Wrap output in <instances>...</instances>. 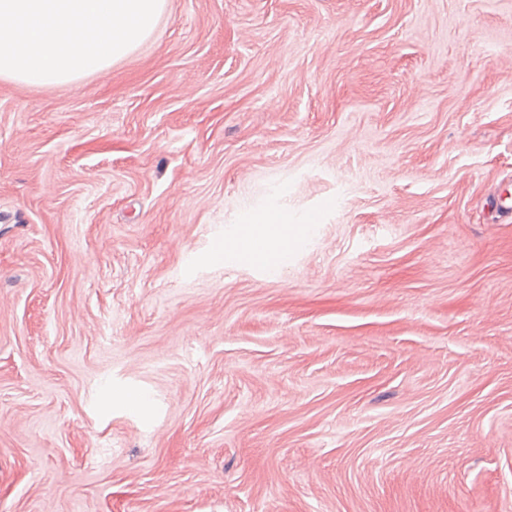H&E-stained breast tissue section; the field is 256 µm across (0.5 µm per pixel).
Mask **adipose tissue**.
I'll return each mask as SVG.
<instances>
[{"label":"adipose tissue","instance_id":"ef3b65f1","mask_svg":"<svg viewBox=\"0 0 512 512\" xmlns=\"http://www.w3.org/2000/svg\"><path fill=\"white\" fill-rule=\"evenodd\" d=\"M247 225L230 245L224 248L225 262H240L249 258H261L273 268L285 266L289 254L300 243L302 226L289 224L287 217L270 213L263 217H247ZM263 225L272 245L268 248H257L253 243V224Z\"/></svg>","mask_w":512,"mask_h":512}]
</instances>
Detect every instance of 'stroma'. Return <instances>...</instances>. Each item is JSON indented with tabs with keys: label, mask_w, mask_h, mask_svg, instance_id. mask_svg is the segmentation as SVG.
<instances>
[{
	"label": "stroma",
	"mask_w": 512,
	"mask_h": 512,
	"mask_svg": "<svg viewBox=\"0 0 512 512\" xmlns=\"http://www.w3.org/2000/svg\"><path fill=\"white\" fill-rule=\"evenodd\" d=\"M498 199L512 0H169L0 80V512H512ZM240 235L230 245L224 246V263L242 262L249 258H262L271 268L287 265L288 255L300 243L301 235L306 225L288 224V218L278 213L266 214L263 217L249 216L246 218ZM253 224L263 225L267 237L273 245L259 249L253 243Z\"/></svg>",
	"instance_id": "35a3bbf8"
}]
</instances>
